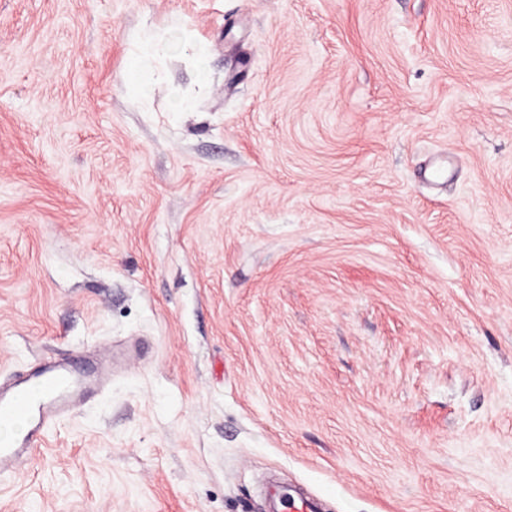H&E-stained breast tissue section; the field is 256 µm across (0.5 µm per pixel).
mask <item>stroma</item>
I'll return each instance as SVG.
<instances>
[{
	"instance_id": "stroma-1",
	"label": "stroma",
	"mask_w": 512,
	"mask_h": 512,
	"mask_svg": "<svg viewBox=\"0 0 512 512\" xmlns=\"http://www.w3.org/2000/svg\"><path fill=\"white\" fill-rule=\"evenodd\" d=\"M111 347L0 512H512V0H0V375ZM175 28L179 35L186 39V43L192 48L194 67L197 71V82L199 85L198 91H202L205 85L209 81V75L207 70V61L209 57V51L207 45L204 42L196 41L192 38V35L187 29L182 26V23L178 19H172V23L168 28V34L172 36V29ZM168 48L169 38L165 39L152 27L141 30L132 38L127 77L143 107L150 104L152 87L157 82L154 66L165 56Z\"/></svg>"
}]
</instances>
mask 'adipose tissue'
I'll return each instance as SVG.
<instances>
[{
    "label": "adipose tissue",
    "mask_w": 512,
    "mask_h": 512,
    "mask_svg": "<svg viewBox=\"0 0 512 512\" xmlns=\"http://www.w3.org/2000/svg\"><path fill=\"white\" fill-rule=\"evenodd\" d=\"M168 48V39L151 27L141 30L131 41L127 77L141 106H148L151 101L152 88L156 84L154 66Z\"/></svg>",
    "instance_id": "ef3b65f1"
}]
</instances>
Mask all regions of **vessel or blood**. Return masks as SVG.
Wrapping results in <instances>:
<instances>
[{"instance_id":"vessel-or-blood-1","label":"vessel or blood","mask_w":512,"mask_h":512,"mask_svg":"<svg viewBox=\"0 0 512 512\" xmlns=\"http://www.w3.org/2000/svg\"><path fill=\"white\" fill-rule=\"evenodd\" d=\"M111 377L107 356L48 361L29 374L0 378V422L25 426L0 442V475H19L22 458L40 445L48 426L82 407Z\"/></svg>"}]
</instances>
